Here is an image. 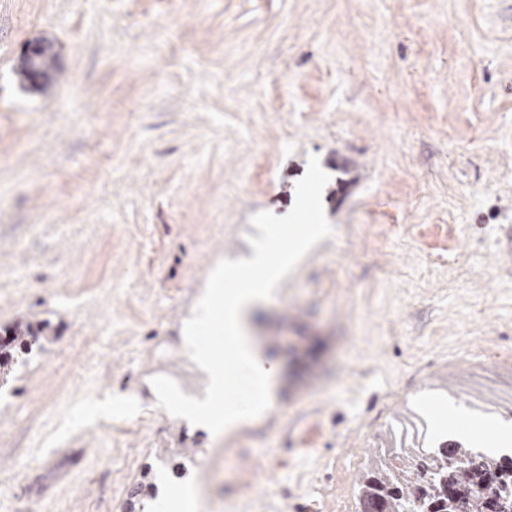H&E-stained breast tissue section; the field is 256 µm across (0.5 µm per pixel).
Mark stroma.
Returning a JSON list of instances; mask_svg holds the SVG:
<instances>
[{
	"instance_id": "stroma-1",
	"label": "stroma",
	"mask_w": 512,
	"mask_h": 512,
	"mask_svg": "<svg viewBox=\"0 0 512 512\" xmlns=\"http://www.w3.org/2000/svg\"><path fill=\"white\" fill-rule=\"evenodd\" d=\"M312 155L333 234L249 314L272 404L213 435L150 380L204 398L184 325ZM509 226L512 0H0V333L40 345L0 396V512H129L182 475L200 512H358L371 456L512 448Z\"/></svg>"
}]
</instances>
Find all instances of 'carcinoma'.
Instances as JSON below:
<instances>
[{"label": "carcinoma", "mask_w": 512, "mask_h": 512, "mask_svg": "<svg viewBox=\"0 0 512 512\" xmlns=\"http://www.w3.org/2000/svg\"><path fill=\"white\" fill-rule=\"evenodd\" d=\"M35 333L0 336V389L28 361ZM359 512H512V456L446 442L408 458L376 461L359 477Z\"/></svg>", "instance_id": "carcinoma-1"}]
</instances>
